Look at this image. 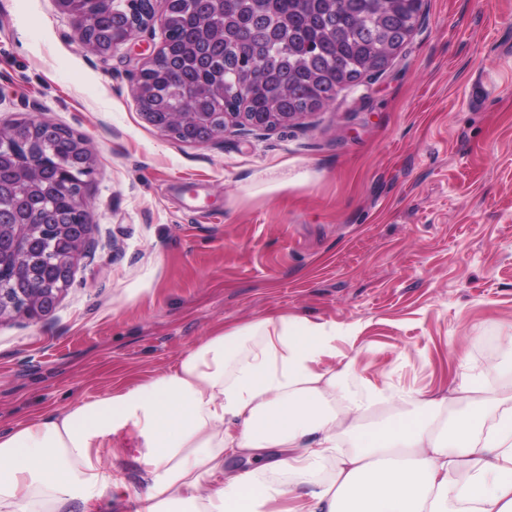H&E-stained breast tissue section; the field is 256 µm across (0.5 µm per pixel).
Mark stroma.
<instances>
[{
	"instance_id": "stroma-1",
	"label": "stroma",
	"mask_w": 512,
	"mask_h": 512,
	"mask_svg": "<svg viewBox=\"0 0 512 512\" xmlns=\"http://www.w3.org/2000/svg\"><path fill=\"white\" fill-rule=\"evenodd\" d=\"M372 83L305 125L183 142L130 76L161 45L77 40L55 0H0V125L34 116L96 165L55 310L0 320V432L173 366L270 312L335 324L349 389H495L512 332V0H424Z\"/></svg>"
}]
</instances>
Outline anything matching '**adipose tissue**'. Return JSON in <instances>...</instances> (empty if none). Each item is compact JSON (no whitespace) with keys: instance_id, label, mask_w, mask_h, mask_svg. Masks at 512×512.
Returning a JSON list of instances; mask_svg holds the SVG:
<instances>
[{"instance_id":"adipose-tissue-1","label":"adipose tissue","mask_w":512,"mask_h":512,"mask_svg":"<svg viewBox=\"0 0 512 512\" xmlns=\"http://www.w3.org/2000/svg\"><path fill=\"white\" fill-rule=\"evenodd\" d=\"M336 329L281 313L226 324L174 366L0 433V512H512V385L346 390ZM236 458L253 469L231 468Z\"/></svg>"}]
</instances>
